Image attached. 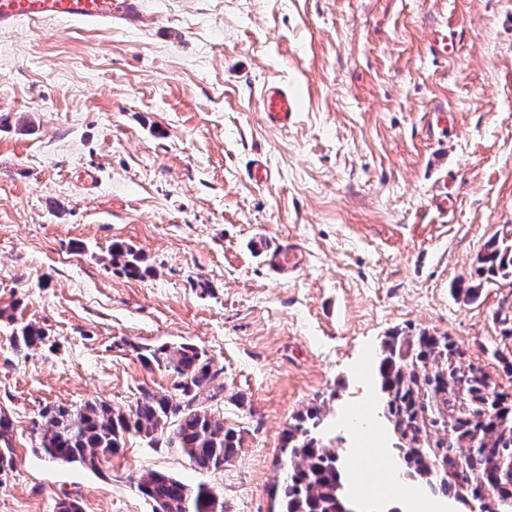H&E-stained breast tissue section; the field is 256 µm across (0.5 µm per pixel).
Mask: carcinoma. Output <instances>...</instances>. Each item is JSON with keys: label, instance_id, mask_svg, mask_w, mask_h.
Listing matches in <instances>:
<instances>
[{"label": "carcinoma", "instance_id": "cac0c4a2", "mask_svg": "<svg viewBox=\"0 0 512 512\" xmlns=\"http://www.w3.org/2000/svg\"><path fill=\"white\" fill-rule=\"evenodd\" d=\"M113 268L130 277L148 272L144 258L123 242L108 252ZM512 276V231L494 235L477 257L469 282L456 292L468 300L484 284ZM499 335L512 340V307L495 314ZM45 330L27 323L11 338L13 347L46 344ZM143 366L176 374L171 390L139 386L126 409L106 401L79 407L52 405L34 423L38 448L53 461L79 463L100 470L102 462L122 451L131 437L156 445L166 437L169 448L187 456L203 471H216L242 447V437L205 405L219 400L224 385L205 351L192 343L148 349L132 346ZM384 417L396 436L394 449L402 456L408 476L426 473L433 498L453 499L468 512H512V393L490 389L482 367L466 361L465 351L450 337L421 331L415 336L396 332L382 345L377 367ZM212 393L201 394L207 388ZM173 424L169 434L165 426ZM315 406L299 415L285 432L287 475L280 486L282 512H336L348 503L335 450L324 445L315 430L321 425ZM11 420L0 409V477L13 469ZM153 512H224L219 492L206 484L191 486L156 472L133 478Z\"/></svg>", "mask_w": 512, "mask_h": 512}]
</instances>
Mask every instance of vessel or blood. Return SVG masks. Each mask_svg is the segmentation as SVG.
Here are the masks:
<instances>
[{"label": "vessel or blood", "mask_w": 512, "mask_h": 512, "mask_svg": "<svg viewBox=\"0 0 512 512\" xmlns=\"http://www.w3.org/2000/svg\"><path fill=\"white\" fill-rule=\"evenodd\" d=\"M139 0H0V26L13 27L27 20L43 18L74 19L85 23H108L113 16L128 22L140 18ZM260 104L269 121L287 125L296 110L295 100L282 86L265 85ZM293 249H276L268 255L269 267L280 276L287 275L297 265Z\"/></svg>", "instance_id": "vessel-or-blood-1"}]
</instances>
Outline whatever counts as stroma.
Listing matches in <instances>:
<instances>
[{
  "mask_svg": "<svg viewBox=\"0 0 512 512\" xmlns=\"http://www.w3.org/2000/svg\"><path fill=\"white\" fill-rule=\"evenodd\" d=\"M140 6L134 25L0 28V408L16 451L0 512H54L66 494L82 512H152L132 483L150 471L214 487L224 512H278L284 432L316 405L357 495L362 446L372 466L399 462L388 428L346 426L379 402L372 363L396 331L447 335L512 392L494 320L512 280L455 292L512 228V0ZM269 82L297 102L288 126L260 110ZM115 241L149 274L112 268ZM275 246L301 258L282 278ZM30 321L49 340L16 352ZM182 342L222 371L217 410L242 437L223 469L138 438L99 472L35 453L45 406L169 388L134 348Z\"/></svg>",
  "mask_w": 512,
  "mask_h": 512,
  "instance_id": "stroma-1",
  "label": "stroma"
}]
</instances>
